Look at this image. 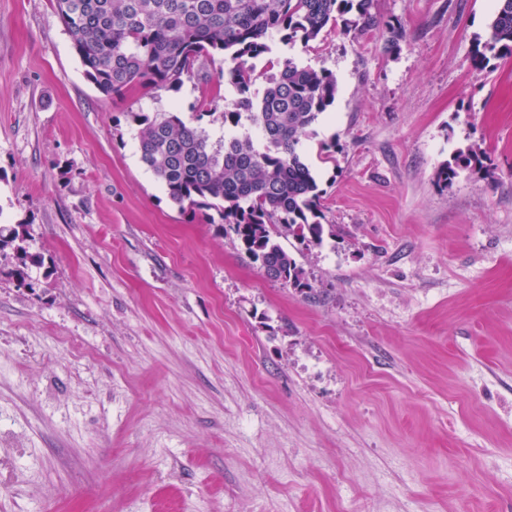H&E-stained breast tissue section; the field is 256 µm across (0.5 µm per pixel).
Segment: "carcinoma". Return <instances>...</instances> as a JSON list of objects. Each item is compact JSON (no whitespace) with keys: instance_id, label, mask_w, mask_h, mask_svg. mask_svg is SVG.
Here are the masks:
<instances>
[{"instance_id":"obj_1","label":"carcinoma","mask_w":512,"mask_h":512,"mask_svg":"<svg viewBox=\"0 0 512 512\" xmlns=\"http://www.w3.org/2000/svg\"><path fill=\"white\" fill-rule=\"evenodd\" d=\"M374 0H54L86 78L106 98L123 99L140 87L176 91L195 68L229 57L224 81L236 91L232 109L219 113L224 138L209 134L177 111L129 112L138 127L141 162L180 210L219 223L271 280L307 300L320 299L303 266L278 238L291 236L309 249L336 235L325 225L315 171L303 158L302 138L333 104L336 77L294 58L279 63L263 92L252 90L249 60L280 37L304 46L327 28L362 37L380 27ZM512 56V0H497L475 60ZM246 120L262 135L238 132ZM481 148L469 145L441 165L437 181L448 183L458 168H483ZM217 217H212L211 212ZM24 224H0V252L14 251L11 275L24 282L43 264L29 251Z\"/></svg>"}]
</instances>
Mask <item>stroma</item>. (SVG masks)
Masks as SVG:
<instances>
[{
    "mask_svg": "<svg viewBox=\"0 0 512 512\" xmlns=\"http://www.w3.org/2000/svg\"><path fill=\"white\" fill-rule=\"evenodd\" d=\"M495 0H375L385 30L273 41L332 72L303 143L335 236L267 279L183 213L128 113L222 133L216 60L112 103L52 0H0V512H512V57L473 60ZM479 144L487 173L438 168ZM24 224H0V254L6 248L14 251L17 263L11 270V275L25 283L30 278V269L43 264V258L38 253L29 251L27 245L28 231Z\"/></svg>",
    "mask_w": 512,
    "mask_h": 512,
    "instance_id": "35a3bbf8",
    "label": "stroma"
}]
</instances>
